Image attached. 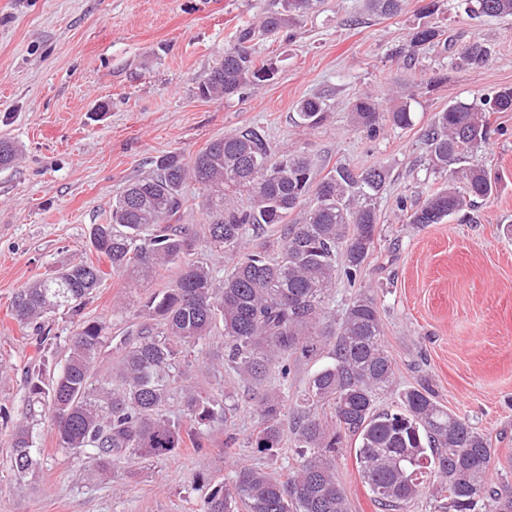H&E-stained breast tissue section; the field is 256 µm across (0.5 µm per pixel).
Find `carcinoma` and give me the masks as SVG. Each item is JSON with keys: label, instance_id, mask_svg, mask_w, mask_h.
<instances>
[{"label": "carcinoma", "instance_id": "carcinoma-1", "mask_svg": "<svg viewBox=\"0 0 512 512\" xmlns=\"http://www.w3.org/2000/svg\"><path fill=\"white\" fill-rule=\"evenodd\" d=\"M402 0H365L374 14L395 15ZM473 16L512 15V0H474ZM322 0H274L260 24L237 27L233 40L198 90L205 98H229L259 87L277 74L255 55L254 41L279 35L319 11ZM448 48L438 26L416 28L402 48L405 59L424 48ZM490 47L470 43L455 53L457 64L481 69ZM512 112V86L477 102H456L438 112L426 137L430 161L448 178L404 214L408 224H438L486 201L498 178L470 155L486 144L490 116ZM354 125L371 133L386 123L412 125L410 104L386 112L366 95L351 105ZM300 123L314 128L325 104L308 98L297 105ZM389 173L382 167H333L316 179L299 150L280 149L264 131L244 126L212 141L190 159L177 153L157 157L153 167L126 183L112 202L110 222L91 226L90 240L110 272L94 262L63 264L18 291L12 318L24 330L45 335L64 311L81 315L107 276L122 280L171 273L168 285L141 305L115 346L112 365L96 369L112 342L103 320H78L63 365L53 371L42 355L25 371L26 412L11 434V471L24 482L39 464L36 426L48 413L59 447L112 479L133 458L171 456L186 440L228 421L222 393L198 387L189 370L194 348L213 336L224 338V364L250 384L260 416L250 447L268 453L293 437L300 461L286 473L241 467L232 484L212 486L199 512H349L336 476L334 456L343 440L354 441L358 473L382 512H405L423 479L448 512L494 507L512 512V489L490 477L496 457L491 438L435 399L421 384L398 393V404L379 410L393 392L394 367L373 295L357 294L338 324L330 323L326 300L336 285V268L347 279L373 254L379 239L375 200ZM202 189L205 222L181 223L184 185ZM467 192L461 193L456 180ZM140 204L127 205V197ZM275 237L276 250L248 251L247 232ZM224 254L231 264L222 278L196 251L197 242ZM328 348V362L308 380L294 406L265 389L272 377L286 384L301 360ZM180 396L186 421L167 414Z\"/></svg>", "mask_w": 512, "mask_h": 512}]
</instances>
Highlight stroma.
I'll return each instance as SVG.
<instances>
[{
  "label": "stroma",
  "instance_id": "35a3bbf8",
  "mask_svg": "<svg viewBox=\"0 0 512 512\" xmlns=\"http://www.w3.org/2000/svg\"><path fill=\"white\" fill-rule=\"evenodd\" d=\"M273 0H0V139L20 147L0 168V405L20 415L24 367L36 355L64 361L76 327L56 318L38 342L10 316L14 294L47 269L94 258L91 225L109 220L121 187L155 157H194L236 129L261 127L277 145L303 151L317 176L334 165L381 166L389 180L376 201L381 238L355 285L338 278L327 312L341 318L357 290L374 293L396 384L428 381L438 401L488 434L499 458L512 457V112L491 115L489 143L475 160L499 175L498 191L468 215L416 226L400 220L442 177L428 160L425 132L437 112L512 86V16L469 18L460 0H403L395 16L369 13L364 0H326L292 34L258 41V58L275 78L231 99H205L197 88L231 33L256 21ZM442 25L454 45L481 41L490 63L473 70L452 52L424 49L412 64L397 54L415 27ZM378 96L384 109L410 101L412 124L377 133L356 127L351 105ZM325 101L323 123L297 124V105ZM162 278L125 287L107 278L85 317L109 321L120 339L141 301ZM224 347L203 343L192 378L223 388ZM236 385L238 441L225 447L223 425L206 430L203 448L125 464L101 481L57 443L50 421L36 430L40 464L23 485L10 470L9 426L0 424V512H198L209 487L236 469L287 471L299 459L293 440L271 455L251 448L258 415ZM350 512H379L360 481L354 454H336Z\"/></svg>",
  "mask_w": 512,
  "mask_h": 512
}]
</instances>
